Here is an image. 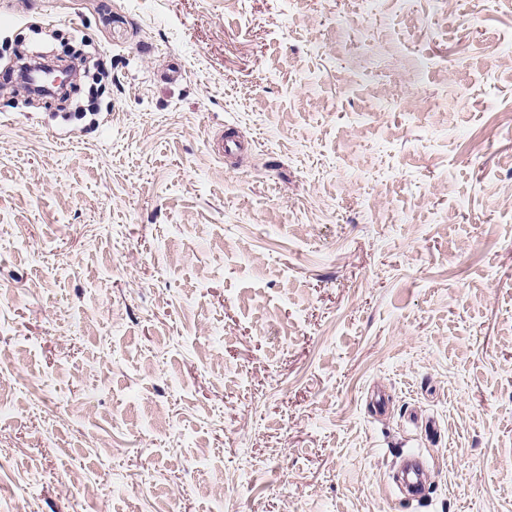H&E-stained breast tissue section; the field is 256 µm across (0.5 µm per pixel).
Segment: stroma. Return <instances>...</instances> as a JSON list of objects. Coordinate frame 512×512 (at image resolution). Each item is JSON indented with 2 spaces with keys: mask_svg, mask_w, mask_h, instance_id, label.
<instances>
[{
  "mask_svg": "<svg viewBox=\"0 0 512 512\" xmlns=\"http://www.w3.org/2000/svg\"><path fill=\"white\" fill-rule=\"evenodd\" d=\"M510 115L512 0H0V512H512ZM254 147L253 140H246L235 133L234 128H228L213 139L212 150L221 157H239Z\"/></svg>",
  "mask_w": 512,
  "mask_h": 512,
  "instance_id": "stroma-1",
  "label": "stroma"
}]
</instances>
